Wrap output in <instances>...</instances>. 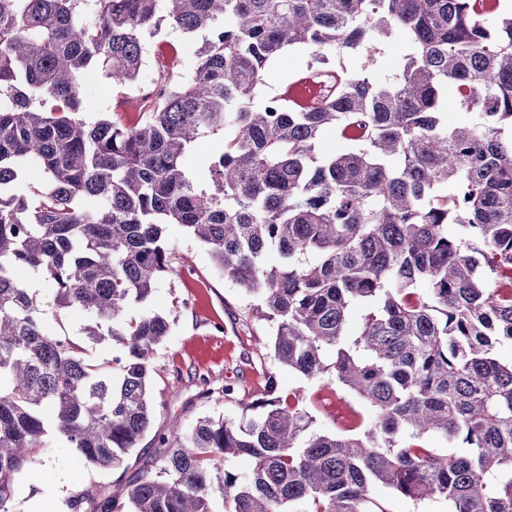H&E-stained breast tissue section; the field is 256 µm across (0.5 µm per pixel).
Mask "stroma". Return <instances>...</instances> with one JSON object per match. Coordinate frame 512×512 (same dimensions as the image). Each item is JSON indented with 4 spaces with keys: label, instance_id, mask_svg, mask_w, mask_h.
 Here are the masks:
<instances>
[{
    "label": "stroma",
    "instance_id": "obj_1",
    "mask_svg": "<svg viewBox=\"0 0 512 512\" xmlns=\"http://www.w3.org/2000/svg\"><path fill=\"white\" fill-rule=\"evenodd\" d=\"M198 44V39L188 38L178 28L163 25L147 43L138 89L151 87L158 57L166 60L175 79H188ZM308 59L307 52L298 49L269 62L262 93L285 92L291 80L305 69ZM137 91L96 77L86 86L84 119L90 122L105 114L123 126L136 124L140 119L134 106ZM167 238L179 273L160 279L150 301L153 310L170 314L172 324L153 361L155 415L149 433L124 468L115 471L95 469L66 442L50 439L29 471L16 482L18 512H69L68 497L83 486L131 479L151 455L155 434L175 426L189 429L206 415L239 419L245 404L263 397L271 375L276 378L278 395L299 397L314 420L315 430L340 432L368 420V407L336 384L306 379L277 363L271 350V325L256 312L258 298L225 279L203 245L177 224L168 225ZM23 284L37 293L44 319L53 330L82 339L83 328L90 321L88 313L75 310L56 315L51 291L44 281L27 278ZM203 377L212 387L230 384L234 391L224 398L202 397L199 380Z\"/></svg>",
    "mask_w": 512,
    "mask_h": 512
}]
</instances>
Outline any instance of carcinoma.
Returning a JSON list of instances; mask_svg holds the SVG:
<instances>
[{"mask_svg": "<svg viewBox=\"0 0 512 512\" xmlns=\"http://www.w3.org/2000/svg\"><path fill=\"white\" fill-rule=\"evenodd\" d=\"M168 23L201 36L191 77L162 69L142 121L81 118L93 76L136 86ZM406 40L393 78L369 68ZM309 51L304 104L255 102L267 64ZM362 55L359 69L346 65ZM477 115L450 125L448 108ZM222 132L206 177L194 142ZM330 136L346 144L322 150ZM43 179L37 200L18 191ZM179 224L261 301L277 362L371 411L363 431L311 430L274 395L240 421L160 433L136 476L71 512H387L381 484L448 512H512V9L501 0H0V512L52 437L119 469L150 427L152 362L171 328L147 303L177 274ZM464 234L450 238L447 225ZM275 252L280 263L266 264ZM90 313L97 360L53 331L37 295ZM359 316L357 333L348 322ZM437 434L448 453L421 444ZM249 461L241 475L223 467Z\"/></svg>", "mask_w": 512, "mask_h": 512, "instance_id": "cac0c4a2", "label": "carcinoma"}]
</instances>
